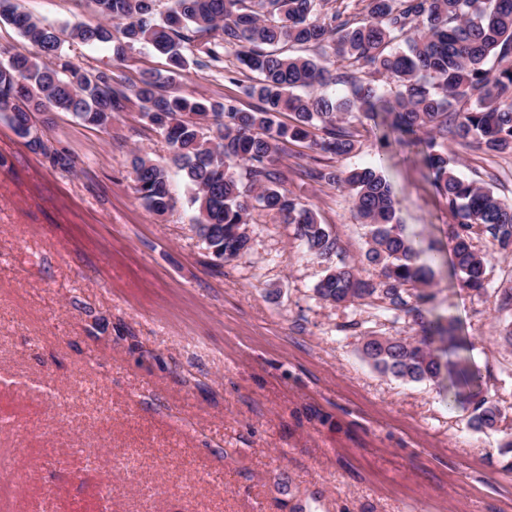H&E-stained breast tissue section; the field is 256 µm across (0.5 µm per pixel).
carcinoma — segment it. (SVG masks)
<instances>
[{"label":"carcinoma","instance_id":"1","mask_svg":"<svg viewBox=\"0 0 512 512\" xmlns=\"http://www.w3.org/2000/svg\"><path fill=\"white\" fill-rule=\"evenodd\" d=\"M103 21L73 28L69 36L110 44L122 61L136 44L167 57L176 75L225 56L253 74L245 94L258 101L243 110L194 93L171 95L153 73L134 95L144 118L167 141L172 162L192 188L190 204L207 249L225 261L249 249L245 227L255 210L281 216L296 227L306 252L329 261L338 240L315 211L285 189L274 166L290 143H309L316 153L344 156L357 140L346 127L356 115L392 117L382 140L413 139L434 175V184L457 224L452 229V265L461 286L487 292V255L473 240L488 236L499 251L512 252V202L488 185L460 177L448 151V126L457 136L503 153L512 152V0H366L355 22L333 0H174L165 13L155 0H95ZM0 20L13 26L35 51L12 50L0 65V112L16 131L36 112H68L85 125L105 129L112 113L130 100L112 75L81 70L65 60L62 33L21 10L18 0H0ZM313 48L317 56L286 54L284 47ZM371 76L363 81L354 71ZM385 79L375 83L372 76ZM287 113L291 121L278 116ZM135 189L156 216L171 207L168 172L147 155L132 161ZM307 175L350 191L356 216L368 227L364 262L378 279L360 275L341 260L315 286L332 305H368L397 323L411 318L421 329L413 340L365 336L364 358L379 372L405 382L445 375L456 386L472 375L465 341L453 321H429L422 287L433 269L395 223L394 192L376 167L310 168ZM501 418L496 401L473 403L472 424L493 428Z\"/></svg>","mask_w":512,"mask_h":512}]
</instances>
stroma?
<instances>
[{"label":"stroma","instance_id":"stroma-1","mask_svg":"<svg viewBox=\"0 0 512 512\" xmlns=\"http://www.w3.org/2000/svg\"><path fill=\"white\" fill-rule=\"evenodd\" d=\"M63 32L100 22L94 0H19ZM70 61L125 85L166 72L146 46L116 61L106 45L67 41ZM232 59L195 66L167 88L244 109ZM46 151L0 115V512H512V253L488 237L489 294L459 286L449 264L455 219L418 157L363 132L335 169L380 164L396 219L436 263L428 310L455 318L498 429L469 425L470 404L436 381L377 371L363 337L412 339L369 306L333 307L314 288L327 263L294 227L253 211L247 253L213 258L191 189L171 170L172 206L149 214L134 190V150L168 160L138 105L107 129L40 112ZM468 179L512 199V153L449 137ZM67 154L74 167L54 166ZM313 153L289 146L285 188L328 224L341 258L358 263L368 229L349 193L306 176Z\"/></svg>","mask_w":512,"mask_h":512}]
</instances>
